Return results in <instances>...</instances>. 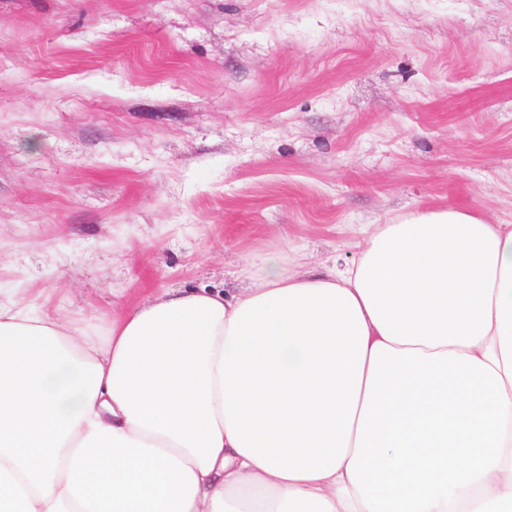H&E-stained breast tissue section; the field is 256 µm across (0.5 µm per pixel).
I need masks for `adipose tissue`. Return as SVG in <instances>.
<instances>
[{
    "label": "adipose tissue",
    "mask_w": 512,
    "mask_h": 512,
    "mask_svg": "<svg viewBox=\"0 0 512 512\" xmlns=\"http://www.w3.org/2000/svg\"><path fill=\"white\" fill-rule=\"evenodd\" d=\"M0 512H512V224L422 211L102 344L0 303Z\"/></svg>",
    "instance_id": "obj_1"
}]
</instances>
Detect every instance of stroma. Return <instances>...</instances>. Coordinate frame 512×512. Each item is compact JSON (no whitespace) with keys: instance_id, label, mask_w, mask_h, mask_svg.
<instances>
[{"instance_id":"obj_1","label":"stroma","mask_w":512,"mask_h":512,"mask_svg":"<svg viewBox=\"0 0 512 512\" xmlns=\"http://www.w3.org/2000/svg\"><path fill=\"white\" fill-rule=\"evenodd\" d=\"M512 224V0H0V301L105 341L172 288Z\"/></svg>"}]
</instances>
